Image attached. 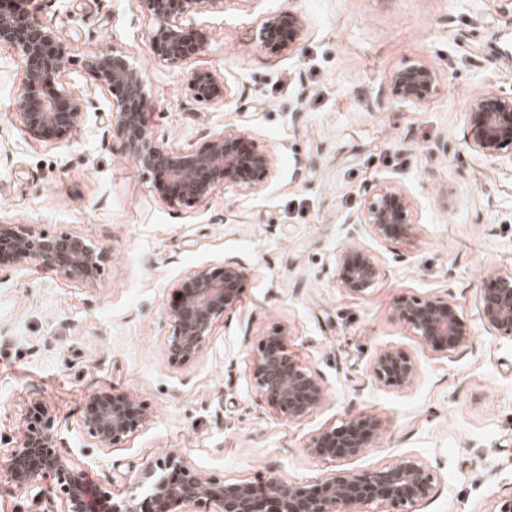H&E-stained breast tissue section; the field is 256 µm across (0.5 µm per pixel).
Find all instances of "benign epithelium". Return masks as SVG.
<instances>
[{"label": "benign epithelium", "mask_w": 512, "mask_h": 512, "mask_svg": "<svg viewBox=\"0 0 512 512\" xmlns=\"http://www.w3.org/2000/svg\"><path fill=\"white\" fill-rule=\"evenodd\" d=\"M20 0H0V45L14 49L23 60V76L15 108L27 132L35 139H67L83 120V100L57 85L56 77L70 60L69 47L56 32L19 11ZM157 22L151 38L159 60L177 64L205 49L209 34L196 32L186 46L176 18L199 13L215 0H140ZM281 18L267 20L265 45L274 50L293 48L301 38L304 20L288 15L292 35L288 42L272 39ZM101 86L114 96L116 127L126 139L135 165L151 180L152 188L175 204L198 203L218 183L245 185L270 173L271 153L248 145L249 136L234 128L210 137L196 150L173 149L158 142L144 118L145 78L120 54L101 52L88 61ZM436 74L423 65L395 73L392 85L403 100L424 102L434 91ZM186 90L198 102L222 105L224 84L207 70L193 72ZM473 120L466 143L490 159L512 161V97L475 95L470 101ZM357 224H368L384 239L407 237L416 231L412 202L398 187H386L367 204ZM106 253L74 235L47 237L30 224H0V267L21 260L48 267L75 281L100 276ZM337 288L347 296H360L382 274L377 256L360 248L341 256ZM247 275L245 264L227 258L224 264L203 268L181 284L182 301L171 314L168 357L175 364L193 360L202 350L216 320L239 300L238 284ZM397 318L411 325L433 350L451 353L467 345L470 325L454 305L438 297L410 298L394 307ZM481 319L496 333L512 336V271L495 278V287L481 295ZM288 332L276 328L252 363V376L269 403L292 420L316 410L324 399L318 378L296 361L288 349ZM417 372L406 355L382 350L374 358L372 373L383 385L408 387ZM83 417L88 433L99 443L117 444L147 418L144 405L124 394L96 392L88 397ZM384 426L374 414L360 413L318 436L308 452L315 456H355L373 445ZM60 428L48 410L36 426H28L20 448L12 450L0 470L20 488L52 478L64 494L61 512H183L188 505L213 503L217 512H356L359 504L386 502L404 508L425 502L433 489V475L420 461L406 458L392 467L349 476L330 474L314 485H302L272 476L261 487L250 482H218L202 475L174 455L158 458L146 467L137 488L116 500L109 488L90 481L84 470L56 452Z\"/></svg>", "instance_id": "7a95c632"}]
</instances>
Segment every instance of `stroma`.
<instances>
[{
  "instance_id": "obj_1",
  "label": "stroma",
  "mask_w": 512,
  "mask_h": 512,
  "mask_svg": "<svg viewBox=\"0 0 512 512\" xmlns=\"http://www.w3.org/2000/svg\"><path fill=\"white\" fill-rule=\"evenodd\" d=\"M30 8L69 45L59 83L83 98L85 119L69 139H33L15 109L22 60L0 48V222L84 237L107 263L92 282L28 260L0 268V458L21 447L42 405L62 427L59 453L117 495L174 454L203 475L254 484L273 474L312 484L414 456L434 488L408 512H492L511 496L512 337L485 331L479 295L489 273L512 269V167L475 155L466 136L473 96H512V0H215L183 15L186 34L204 28L210 42L175 65L154 57L156 21L139 0ZM291 14L305 21L296 47H265L266 18ZM100 50L145 73L157 141L194 149L240 126L273 155V172L251 188L218 184L197 204L161 198L115 129L112 94L85 65ZM418 64L439 81L413 105L391 77ZM196 70L223 82L224 104L189 96ZM386 184L410 197L416 233L385 240L364 225L348 239L346 218ZM350 247L382 264L359 298L336 286ZM231 257L248 268L237 304L195 359L172 364L179 283ZM411 296L452 301L472 326L468 347L434 351L396 319V302ZM279 326L325 391L299 420L271 406L252 377L254 355ZM382 349L416 362L409 387L374 377ZM99 390L148 410L113 446L83 424ZM361 412L385 422L373 447L309 455L319 434Z\"/></svg>"
}]
</instances>
